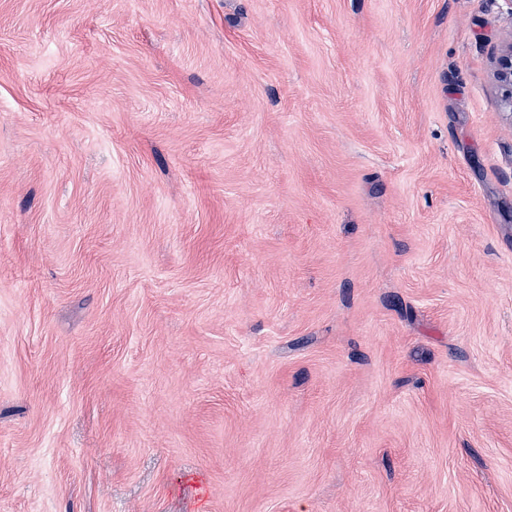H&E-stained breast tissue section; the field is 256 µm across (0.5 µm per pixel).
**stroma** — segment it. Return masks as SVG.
Segmentation results:
<instances>
[{
  "mask_svg": "<svg viewBox=\"0 0 512 512\" xmlns=\"http://www.w3.org/2000/svg\"><path fill=\"white\" fill-rule=\"evenodd\" d=\"M498 0H0V512H512Z\"/></svg>",
  "mask_w": 512,
  "mask_h": 512,
  "instance_id": "35a3bbf8",
  "label": "stroma"
}]
</instances>
